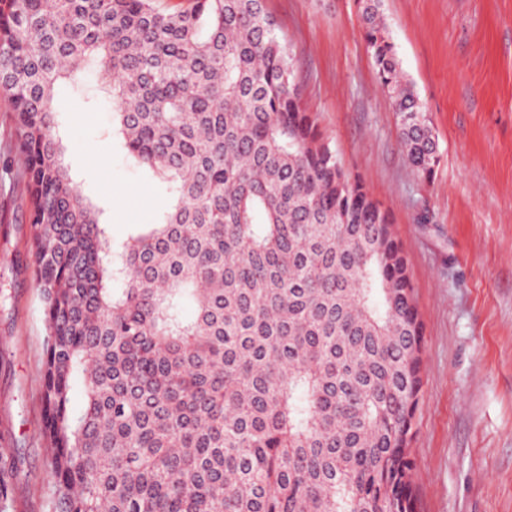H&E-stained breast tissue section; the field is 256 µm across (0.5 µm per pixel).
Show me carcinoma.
<instances>
[{"label": "carcinoma", "instance_id": "carcinoma-1", "mask_svg": "<svg viewBox=\"0 0 512 512\" xmlns=\"http://www.w3.org/2000/svg\"><path fill=\"white\" fill-rule=\"evenodd\" d=\"M355 2L427 177L438 142L383 0ZM89 61L112 76L127 157L174 198L120 245L54 134L55 84ZM0 95L47 323L53 512H415L405 261L264 0H0Z\"/></svg>", "mask_w": 512, "mask_h": 512}]
</instances>
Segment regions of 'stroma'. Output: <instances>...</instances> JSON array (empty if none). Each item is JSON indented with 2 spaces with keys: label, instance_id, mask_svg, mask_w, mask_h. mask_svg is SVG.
I'll list each match as a JSON object with an SVG mask.
<instances>
[{
  "label": "stroma",
  "instance_id": "1",
  "mask_svg": "<svg viewBox=\"0 0 512 512\" xmlns=\"http://www.w3.org/2000/svg\"><path fill=\"white\" fill-rule=\"evenodd\" d=\"M342 165L393 219L423 323L410 443L418 512H512V0H384L402 68L439 145L408 164L354 0H265ZM107 78L88 64L57 89L55 131L115 243L170 194L110 137ZM12 105L0 97V467L7 512H50L43 437L46 324ZM427 223H420V216Z\"/></svg>",
  "mask_w": 512,
  "mask_h": 512
}]
</instances>
